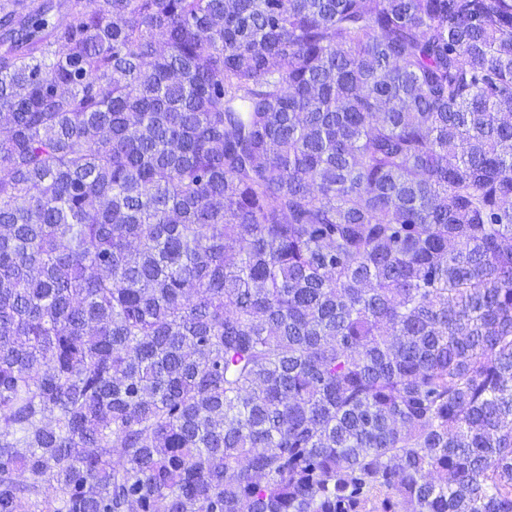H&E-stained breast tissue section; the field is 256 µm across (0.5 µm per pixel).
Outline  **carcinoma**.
<instances>
[{
    "label": "carcinoma",
    "mask_w": 512,
    "mask_h": 512,
    "mask_svg": "<svg viewBox=\"0 0 512 512\" xmlns=\"http://www.w3.org/2000/svg\"><path fill=\"white\" fill-rule=\"evenodd\" d=\"M0 512H512V0H0Z\"/></svg>",
    "instance_id": "1"
}]
</instances>
